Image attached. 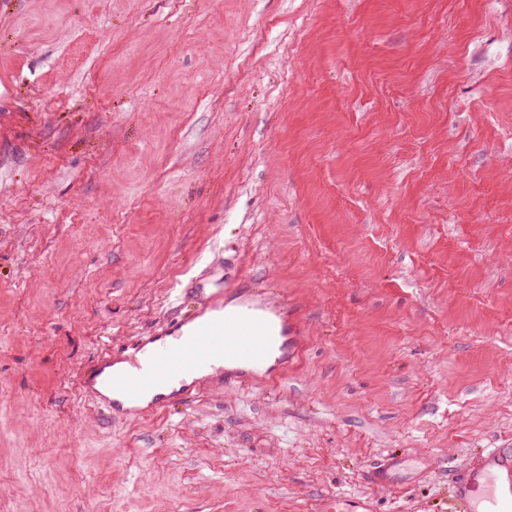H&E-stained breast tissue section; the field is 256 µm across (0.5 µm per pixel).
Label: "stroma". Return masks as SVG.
Wrapping results in <instances>:
<instances>
[{
  "mask_svg": "<svg viewBox=\"0 0 512 512\" xmlns=\"http://www.w3.org/2000/svg\"><path fill=\"white\" fill-rule=\"evenodd\" d=\"M4 86L0 512H448L512 449V0H0ZM199 283L287 364L109 417ZM409 459L407 455H388L374 467L371 481L380 490L398 488L395 474L399 467Z\"/></svg>",
  "mask_w": 512,
  "mask_h": 512,
  "instance_id": "35a3bbf8",
  "label": "stroma"
}]
</instances>
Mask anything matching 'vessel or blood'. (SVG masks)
<instances>
[{
	"instance_id": "obj_1",
	"label": "vessel or blood",
	"mask_w": 512,
	"mask_h": 512,
	"mask_svg": "<svg viewBox=\"0 0 512 512\" xmlns=\"http://www.w3.org/2000/svg\"><path fill=\"white\" fill-rule=\"evenodd\" d=\"M277 306L267 299H250L235 308L223 309L215 317L194 316L192 328L178 342L164 346L145 365L127 371L112 370L115 353H108L83 374L81 386L88 397L103 402L108 415L116 410L108 398L112 392L135 399L156 392L154 408L170 403L161 392L170 380L187 375L214 358L237 363L227 383L246 381V369L266 358L279 340ZM401 455H390L375 466L371 481L378 489L396 485L395 474L404 463ZM448 512H512V452L502 448L484 450L449 489Z\"/></svg>"
}]
</instances>
